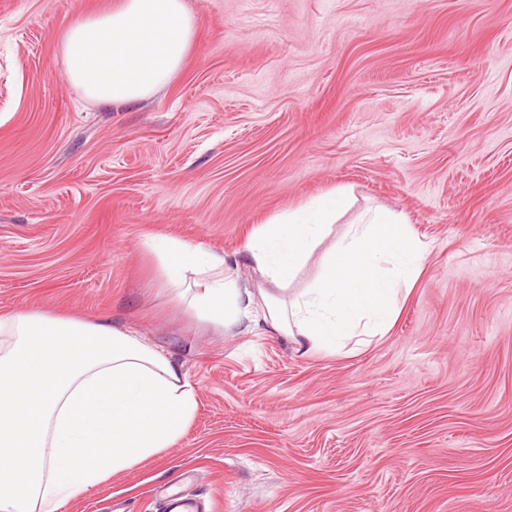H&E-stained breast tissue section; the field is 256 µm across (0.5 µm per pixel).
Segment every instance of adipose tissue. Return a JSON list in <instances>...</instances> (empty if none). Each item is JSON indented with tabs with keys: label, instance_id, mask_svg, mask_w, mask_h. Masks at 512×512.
<instances>
[{
	"label": "adipose tissue",
	"instance_id": "adipose-tissue-1",
	"mask_svg": "<svg viewBox=\"0 0 512 512\" xmlns=\"http://www.w3.org/2000/svg\"><path fill=\"white\" fill-rule=\"evenodd\" d=\"M197 25L184 0H122L67 31L66 77L104 105L147 98L181 69ZM350 206L337 188L260 225L246 245L261 275L251 289L222 255L164 234L143 246L199 322L221 331L246 317L303 352L333 354L390 332L429 255L388 210L337 228ZM324 243L313 278L296 287ZM196 410L181 365L135 329L46 311L0 314V512H60L172 446Z\"/></svg>",
	"mask_w": 512,
	"mask_h": 512
}]
</instances>
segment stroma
<instances>
[{
	"label": "stroma",
	"mask_w": 512,
	"mask_h": 512,
	"mask_svg": "<svg viewBox=\"0 0 512 512\" xmlns=\"http://www.w3.org/2000/svg\"><path fill=\"white\" fill-rule=\"evenodd\" d=\"M119 0H0V312L133 326L198 401L178 441L63 512H512V0H185L149 97L100 104L61 44ZM335 188L403 214L427 266L354 353L198 324L141 242L222 254Z\"/></svg>",
	"instance_id": "obj_1"
}]
</instances>
